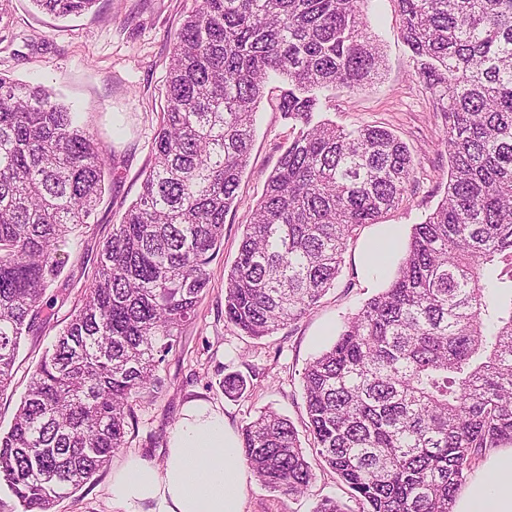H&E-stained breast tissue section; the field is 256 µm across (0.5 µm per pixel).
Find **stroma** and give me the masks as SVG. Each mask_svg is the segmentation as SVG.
I'll use <instances>...</instances> for the list:
<instances>
[{"instance_id":"obj_1","label":"stroma","mask_w":512,"mask_h":512,"mask_svg":"<svg viewBox=\"0 0 512 512\" xmlns=\"http://www.w3.org/2000/svg\"><path fill=\"white\" fill-rule=\"evenodd\" d=\"M0 5L6 10L0 18V74L42 85L80 112L116 167L91 228L77 229L58 252L62 268L56 286L75 298L104 238L138 196L165 106L173 38L195 0H97L91 11L67 19L38 10L32 0H0ZM363 22L381 52V74L358 89L327 91L318 117L348 128L380 125L406 143L416 178L403 203L379 223L358 229L335 287L301 321L262 339L242 335L225 322L224 275L237 258L244 226L267 177L292 138L279 110L286 84L270 82L255 114L249 164L235 204L224 218L223 243L207 267L209 286L195 318L184 326L158 370L163 386L137 403L125 445L111 463L60 500L56 512H123L112 500L113 474L134 456L163 464L169 439L194 401L221 410L226 426L236 433L267 407L304 431L301 377L306 365L334 343L348 318L388 286L412 226L436 208L448 183L444 120L434 96L413 72L396 0H365ZM391 225L398 226L401 235L391 244L388 266L372 268L367 252L382 228ZM69 311V305L55 306L49 325L23 339L11 385L0 396V431L8 429L42 354L54 344ZM230 373L247 380L246 391L234 398L225 396L220 386ZM308 460L314 479L304 494L273 493L253 477L245 488V512H314L325 497L344 503L347 512H357V503L336 475L316 455Z\"/></svg>"}]
</instances>
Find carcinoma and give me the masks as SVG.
I'll return each mask as SVG.
<instances>
[{"mask_svg": "<svg viewBox=\"0 0 512 512\" xmlns=\"http://www.w3.org/2000/svg\"><path fill=\"white\" fill-rule=\"evenodd\" d=\"M365 0H200L169 57L138 197L0 431V512H54L125 444L134 405L208 288L271 76L293 139L268 175L225 276L224 320L252 338L300 321L335 285L364 224L414 182L407 145L380 125L313 121L323 92L380 74ZM58 17L96 0H33ZM402 39L445 121L448 183L412 226L389 286L302 373L312 450L362 512H453L465 472L512 444V0H397ZM112 167L77 113L0 75V395L22 337L51 320L58 248L88 225ZM230 397L246 389L235 373ZM272 492L313 480L272 408L242 428Z\"/></svg>", "mask_w": 512, "mask_h": 512, "instance_id": "cac0c4a2", "label": "carcinoma"}]
</instances>
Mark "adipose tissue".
<instances>
[{"instance_id": "ef3b65f1", "label": "adipose tissue", "mask_w": 512, "mask_h": 512, "mask_svg": "<svg viewBox=\"0 0 512 512\" xmlns=\"http://www.w3.org/2000/svg\"><path fill=\"white\" fill-rule=\"evenodd\" d=\"M249 476L238 437L210 405L190 406L171 435L163 466L129 458L112 479V499L125 512H244ZM454 512H512V448L494 452L486 474L475 477Z\"/></svg>"}]
</instances>
